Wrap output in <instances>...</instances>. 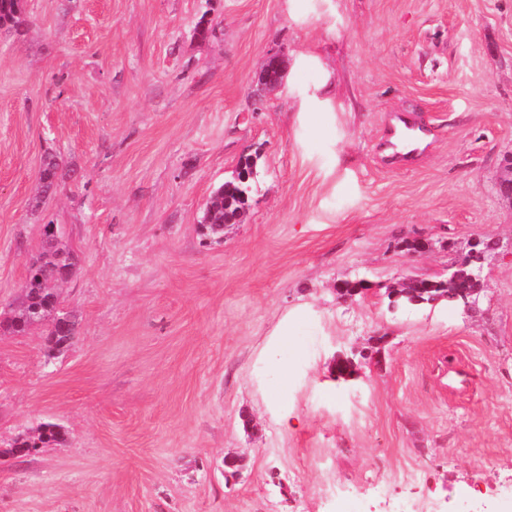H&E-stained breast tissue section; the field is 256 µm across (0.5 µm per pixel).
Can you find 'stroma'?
Returning <instances> with one entry per match:
<instances>
[{"label": "stroma", "mask_w": 512, "mask_h": 512, "mask_svg": "<svg viewBox=\"0 0 512 512\" xmlns=\"http://www.w3.org/2000/svg\"><path fill=\"white\" fill-rule=\"evenodd\" d=\"M279 50L284 87L257 97ZM396 112L431 130L405 169L378 153ZM48 151L68 171L39 204ZM509 154L512 0H27L0 29V308L51 222L79 325L53 360L42 328L0 335V512H334L336 483L361 512H512V257L487 259L476 314L384 296L474 238L512 246ZM248 157L245 221L203 236ZM419 232L450 250L411 256ZM378 334L383 367L333 380ZM47 421L65 443L15 459ZM237 185L238 183L236 180L228 181L220 184L213 190V192L211 193L212 197L204 211L202 219V222H204V224H220V227H224L227 225L226 222H224V217L226 218V216H228L224 214V194L226 193L227 190V195L229 196V198L233 199L232 206L230 209V211H232L236 206V198L233 193V187H237Z\"/></svg>", "instance_id": "stroma-1"}]
</instances>
